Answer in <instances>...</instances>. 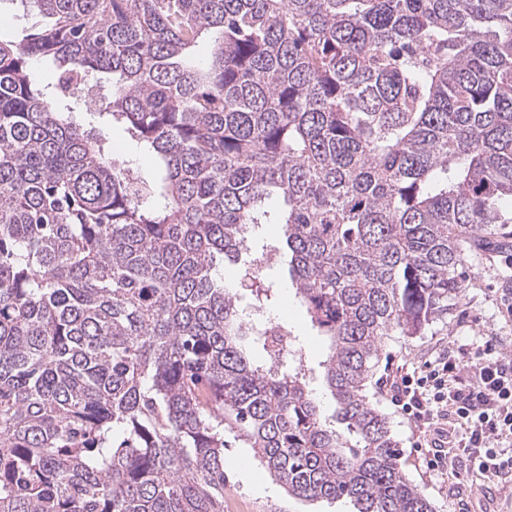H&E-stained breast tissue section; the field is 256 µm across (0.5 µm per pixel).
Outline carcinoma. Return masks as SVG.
<instances>
[{"label": "carcinoma", "mask_w": 512, "mask_h": 512, "mask_svg": "<svg viewBox=\"0 0 512 512\" xmlns=\"http://www.w3.org/2000/svg\"><path fill=\"white\" fill-rule=\"evenodd\" d=\"M9 2L53 23L0 37V512H224L227 435L293 497L434 512L365 390L512 223V0ZM39 61L63 92L112 76L153 180ZM263 224L328 337L330 418L224 287Z\"/></svg>", "instance_id": "obj_1"}]
</instances>
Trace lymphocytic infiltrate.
Listing matches in <instances>:
<instances>
[{
    "label": "lymphocytic infiltrate",
    "instance_id": "f902f5d3",
    "mask_svg": "<svg viewBox=\"0 0 512 512\" xmlns=\"http://www.w3.org/2000/svg\"><path fill=\"white\" fill-rule=\"evenodd\" d=\"M392 387V404L432 437L428 469L455 468L461 456L466 476L491 482L512 475V357L496 339L476 350L449 347Z\"/></svg>",
    "mask_w": 512,
    "mask_h": 512
}]
</instances>
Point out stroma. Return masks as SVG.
Instances as JSON below:
<instances>
[{
  "instance_id": "35a3bbf8",
  "label": "stroma",
  "mask_w": 512,
  "mask_h": 512,
  "mask_svg": "<svg viewBox=\"0 0 512 512\" xmlns=\"http://www.w3.org/2000/svg\"><path fill=\"white\" fill-rule=\"evenodd\" d=\"M78 120L92 132L106 138L115 164H122L132 151L120 127L111 126L99 114L77 106ZM267 286L278 295L268 317L283 322L297 338L312 369L311 386L323 415L333 414L336 402L326 389L320 364L325 359V338L314 328L305 307L296 298L282 268L267 272ZM512 289V248L501 251L495 244L482 245L467 254L466 281L462 291L450 301L446 320L433 323L421 336H390L383 344L380 360L368 383L369 400L385 414L399 443L402 468L433 503L436 512H512V477L491 483H472L455 476L429 471L424 462L430 439L394 407L388 385L406 368L422 364L451 344L482 345L496 337L503 352L512 355V313L502 295ZM224 512H351L344 501H305L290 495L275 481L244 443H233L224 451Z\"/></svg>"
}]
</instances>
